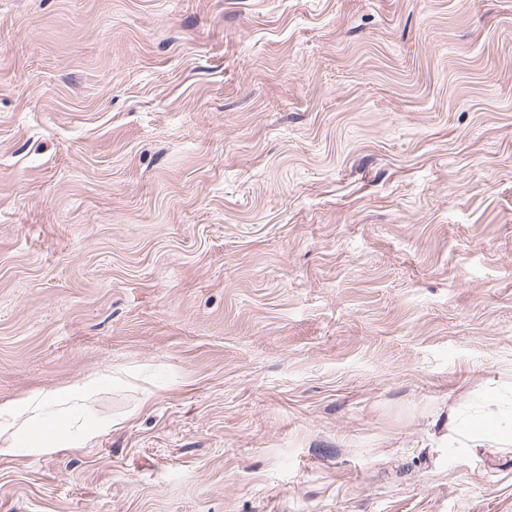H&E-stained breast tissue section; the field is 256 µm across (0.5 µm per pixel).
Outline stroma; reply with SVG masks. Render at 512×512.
I'll list each match as a JSON object with an SVG mask.
<instances>
[{"mask_svg": "<svg viewBox=\"0 0 512 512\" xmlns=\"http://www.w3.org/2000/svg\"><path fill=\"white\" fill-rule=\"evenodd\" d=\"M107 373L0 512H512V0H0V403ZM491 399L497 402L496 414L478 415L470 419L459 417L455 432L465 436V448H478L491 439H512V394L509 399L496 393Z\"/></svg>", "mask_w": 512, "mask_h": 512, "instance_id": "1", "label": "stroma"}]
</instances>
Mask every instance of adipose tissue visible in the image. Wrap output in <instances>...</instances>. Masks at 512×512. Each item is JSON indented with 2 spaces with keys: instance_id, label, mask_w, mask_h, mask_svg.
Returning a JSON list of instances; mask_svg holds the SVG:
<instances>
[{
  "instance_id": "adipose-tissue-1",
  "label": "adipose tissue",
  "mask_w": 512,
  "mask_h": 512,
  "mask_svg": "<svg viewBox=\"0 0 512 512\" xmlns=\"http://www.w3.org/2000/svg\"><path fill=\"white\" fill-rule=\"evenodd\" d=\"M103 387L97 377H86L68 387L35 392L18 401L0 404V454L26 447L30 454L43 455L74 443L93 441L107 427L93 417L89 399ZM494 414L460 418L456 432L466 445L477 448L493 439L512 438V398L497 396Z\"/></svg>"
}]
</instances>
